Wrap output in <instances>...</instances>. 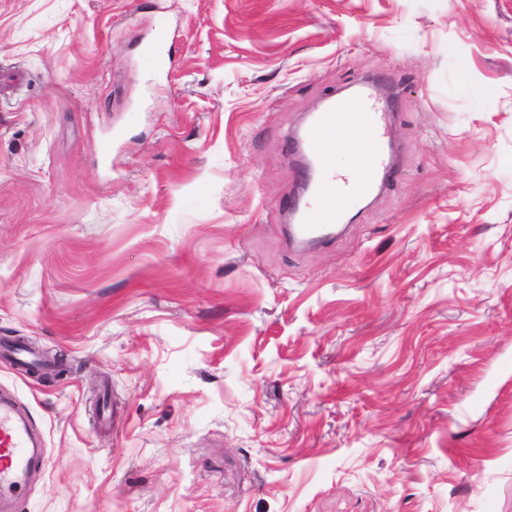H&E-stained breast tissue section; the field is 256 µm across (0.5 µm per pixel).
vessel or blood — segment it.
<instances>
[{
	"label": "vessel or blood",
	"mask_w": 512,
	"mask_h": 512,
	"mask_svg": "<svg viewBox=\"0 0 512 512\" xmlns=\"http://www.w3.org/2000/svg\"><path fill=\"white\" fill-rule=\"evenodd\" d=\"M351 117L363 114L362 129L367 144L365 153L356 154L355 166L345 176H337L335 157L344 143L332 122L333 113ZM387 131L374 101L364 96L332 105L330 111L317 113L304 126L295 143V153L305 173L307 201H294L288 207L289 233L300 246L314 245L341 222L336 203L355 201L381 187L383 176L393 165L386 150ZM37 460L33 437L12 403H0V499L17 493L19 467Z\"/></svg>",
	"instance_id": "vessel-or-blood-1"
}]
</instances>
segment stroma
Segmentation results:
<instances>
[{"mask_svg": "<svg viewBox=\"0 0 512 512\" xmlns=\"http://www.w3.org/2000/svg\"><path fill=\"white\" fill-rule=\"evenodd\" d=\"M18 71L9 512H512V0H0ZM364 85L398 168L298 248L286 144ZM38 460L33 437L10 402L0 403V500L19 490L20 466Z\"/></svg>", "mask_w": 512, "mask_h": 512, "instance_id": "obj_1", "label": "stroma"}]
</instances>
